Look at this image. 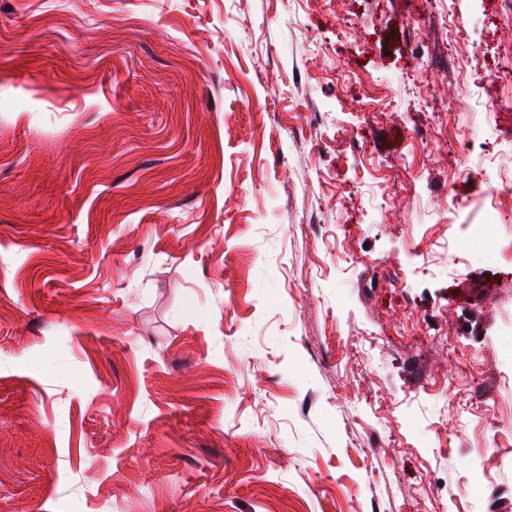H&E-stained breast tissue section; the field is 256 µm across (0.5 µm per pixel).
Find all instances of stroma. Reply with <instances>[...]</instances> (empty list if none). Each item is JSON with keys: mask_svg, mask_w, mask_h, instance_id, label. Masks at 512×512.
Listing matches in <instances>:
<instances>
[{"mask_svg": "<svg viewBox=\"0 0 512 512\" xmlns=\"http://www.w3.org/2000/svg\"><path fill=\"white\" fill-rule=\"evenodd\" d=\"M511 60L512 0H0V512H512Z\"/></svg>", "mask_w": 512, "mask_h": 512, "instance_id": "1", "label": "stroma"}]
</instances>
